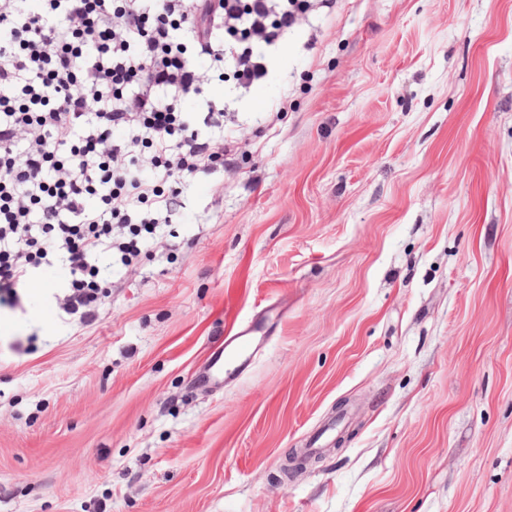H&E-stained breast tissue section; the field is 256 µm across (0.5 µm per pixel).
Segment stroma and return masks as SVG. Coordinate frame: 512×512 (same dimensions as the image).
Masks as SVG:
<instances>
[{
  "label": "stroma",
  "instance_id": "35a3bbf8",
  "mask_svg": "<svg viewBox=\"0 0 512 512\" xmlns=\"http://www.w3.org/2000/svg\"><path fill=\"white\" fill-rule=\"evenodd\" d=\"M206 99L241 148L97 320L0 305V512H512V0H336ZM261 323L252 320L243 324L240 330L224 340V346H218L212 350L211 362L205 375L198 380L199 386H207L210 383H220L224 380V364L234 365L232 373L242 374L251 363L254 351L255 337L260 333Z\"/></svg>",
  "mask_w": 512,
  "mask_h": 512
}]
</instances>
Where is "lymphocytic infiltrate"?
Here are the masks:
<instances>
[{
  "instance_id": "f902f5d3",
  "label": "lymphocytic infiltrate",
  "mask_w": 512,
  "mask_h": 512,
  "mask_svg": "<svg viewBox=\"0 0 512 512\" xmlns=\"http://www.w3.org/2000/svg\"><path fill=\"white\" fill-rule=\"evenodd\" d=\"M302 0H0V301L41 265L69 274L60 308L97 320L101 253L158 244L179 184L238 148L224 110L181 102L231 64L239 87L301 24Z\"/></svg>"
}]
</instances>
